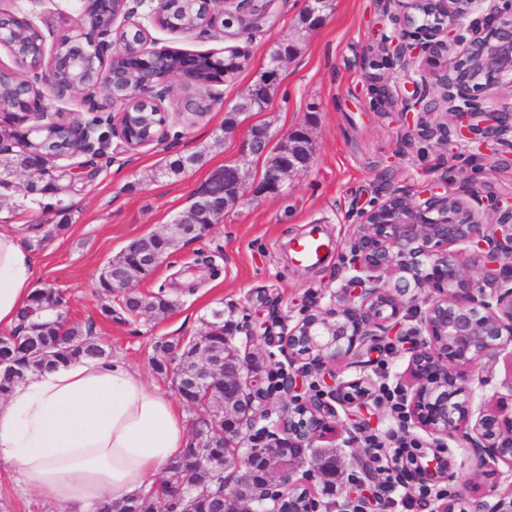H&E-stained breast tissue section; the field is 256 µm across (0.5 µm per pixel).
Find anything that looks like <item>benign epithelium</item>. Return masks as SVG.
I'll return each mask as SVG.
<instances>
[{"mask_svg":"<svg viewBox=\"0 0 512 512\" xmlns=\"http://www.w3.org/2000/svg\"><path fill=\"white\" fill-rule=\"evenodd\" d=\"M70 30L80 42L74 52L54 48L46 55L45 39L31 47L32 54L43 59V66L31 67L25 57H15L20 72L15 80L20 93L0 104V129H9L18 138L0 135V156L21 147L32 149L33 136L43 128H52L79 144L78 152L90 159L74 163L73 151H65L55 164L45 170L53 185L62 179L76 182V175L87 179L94 174V159L102 155L108 135L99 132V123L74 118L62 122H43L45 88L58 92L56 81L62 73L92 67L104 69L109 81L106 102L96 100L99 83L72 82L69 94L80 95L90 110L117 112L118 123L112 135L127 147L160 143L166 130L137 141L123 122L132 99L157 103L169 92L167 81L178 75L197 79L200 58L170 49L148 47V34L136 20L138 9L149 0H78ZM232 5L224 28L233 23H254L266 13L258 0H205L209 23L191 30L207 33L214 27L216 4ZM302 29L309 31L323 21L324 0H307ZM486 0H407V22L415 15L424 23L408 35L400 36L397 59L407 52H427L424 64L441 71L439 83L448 103L452 127L424 125L423 135L447 140H505L512 134L511 111H488L480 102L503 79H512V19H505L493 6L483 8ZM483 11L481 25L469 22ZM462 44L465 52L448 59V46ZM292 50L282 46L273 56L259 81L247 89L224 119V133L237 125V117L255 111V96L277 84L280 71ZM310 140L307 129L296 127L275 141L269 133L250 130L243 155L262 158L279 154L277 164L268 166L257 184L266 194L281 192L285 181L306 171L311 153L301 150ZM245 171L239 163L226 164L211 171L206 183L193 195L191 204L162 233L136 239L127 248L129 264L140 270H155L166 260L161 241L194 237L204 224H215L231 209L245 183ZM221 183L220 197L208 192V184ZM483 199L472 193L465 198L438 190L416 198L406 192L390 191L384 202L361 212V225L351 245L355 274L340 288L337 303L325 309L309 307L302 317L278 336L282 350L292 363L304 371L330 362L343 361L351 367H364L363 355L378 348L380 334L397 325L403 298L410 288H429L425 308L419 311L418 335L423 342L411 352L408 363L410 392L405 398L409 421L432 437L434 445L445 447L449 434L461 431L473 445L479 465L490 459L512 467V426L504 430L498 418L472 408L469 369L479 360L492 357L512 346V205L495 204L497 217L484 219L480 210ZM395 274L389 285L382 274ZM250 345L234 347L233 364L220 366L208 355H201L195 368L184 376L180 396L188 399L193 392L213 383L224 372V394L237 402L233 413L224 416V447L238 448L243 430L268 415L266 403L271 388L258 373L249 368ZM278 388L288 394L277 432L269 441L251 447L242 455L233 453L229 470L235 481L224 485V498L233 499L244 487L255 490L237 502V512H284V503L294 497L305 499L303 512H332L320 503L309 487L296 479L306 451L324 438L329 420L336 418L335 404L364 406L372 400L369 380L356 378L337 385L331 393L310 396L295 394L297 377L282 376ZM382 485L348 496V512H366L370 500L382 503ZM473 512H512V493L500 494L494 502L479 501Z\"/></svg>","mask_w":512,"mask_h":512,"instance_id":"obj_1","label":"benign epithelium"}]
</instances>
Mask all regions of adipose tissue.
<instances>
[{"label": "adipose tissue", "mask_w": 512, "mask_h": 512, "mask_svg": "<svg viewBox=\"0 0 512 512\" xmlns=\"http://www.w3.org/2000/svg\"><path fill=\"white\" fill-rule=\"evenodd\" d=\"M21 224L0 225V330H12L40 264ZM190 444L179 402L116 360L36 373L0 403V466L64 512L151 485Z\"/></svg>", "instance_id": "adipose-tissue-1"}]
</instances>
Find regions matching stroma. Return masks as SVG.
Listing matches in <instances>:
<instances>
[{
    "label": "stroma",
    "mask_w": 512,
    "mask_h": 512,
    "mask_svg": "<svg viewBox=\"0 0 512 512\" xmlns=\"http://www.w3.org/2000/svg\"><path fill=\"white\" fill-rule=\"evenodd\" d=\"M306 6L307 0H271L261 21L252 27H232L226 39L148 25L153 47L206 54L237 46L248 60L230 82L201 86L183 76L171 78L170 92L161 102L173 115L168 139L129 149L119 138H110L95 178L79 182L77 194L69 199L68 228L63 233L50 231L59 221L53 210L24 198L20 186L25 176H17V189L0 192V225L22 222L49 231L38 249L41 262L35 287L63 292L71 318L92 325L110 359L124 362L168 395L176 390L171 379L154 370L155 342L200 335L215 307L223 308L225 319L255 334L263 374L286 368L280 346L267 345L262 338L270 314L291 325L307 304L326 308L333 303L347 276L357 214L380 203L388 191L419 196L442 184L454 191L465 178L480 196H512V146L490 140L454 149L438 139L420 137L419 112H404L403 102L413 93L422 63L415 57L402 65L385 48L403 27L400 0L387 6L381 0H330L322 25L303 33L299 27ZM0 11L42 27L50 49L64 22L74 16L75 4L0 0ZM289 41L295 51L282 67L267 109L241 116L237 130L225 134L226 112L259 80L273 51ZM198 96L209 100L211 111L192 125L178 119L184 101ZM304 123L311 127L309 168L290 177L281 194L254 195L265 162L243 155L250 129L264 125L279 138ZM200 149L205 155L199 164L176 178L159 176V168L169 159ZM227 162L242 163L248 174L238 204L203 238L180 244L153 276L135 284L146 294L169 290L173 310L160 320L129 321L119 313L104 319L94 288L101 266L131 240L162 231L188 207L209 171ZM315 224L331 239V251L317 267L294 265L286 250L289 241ZM418 326L414 311H402L397 335L385 337L383 350L362 371L375 383V400L368 411L338 407L336 436L328 441L336 477L330 484H312L321 503L344 504L352 484L364 478L359 457L370 443L379 446L376 470L381 473L392 465L389 449L403 437L416 441V454L439 456L447 476L434 482L411 469L391 483L387 504L379 512H432L441 494L448 495L456 512H470L476 500L512 487V468L506 464L476 468L474 451L462 434H453L445 447L435 450L422 430L403 425L395 405L400 387L409 383L408 349L419 342ZM331 370L341 380L362 373L342 362ZM470 376L474 407L512 415L511 354L504 351L480 360ZM0 512L61 510L5 478L0 480Z\"/></svg>",
    "instance_id": "obj_1"
}]
</instances>
